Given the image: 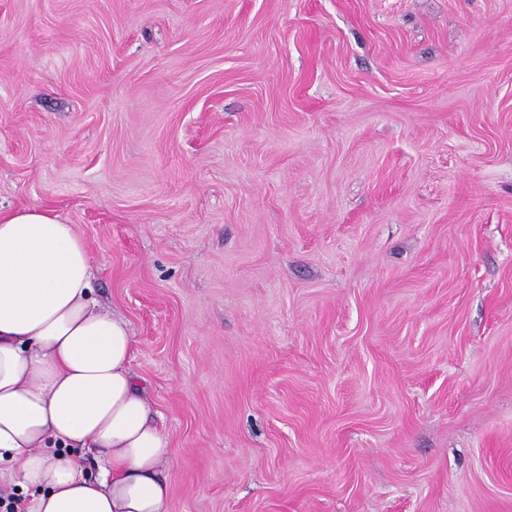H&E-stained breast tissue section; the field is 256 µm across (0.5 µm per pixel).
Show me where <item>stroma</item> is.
Instances as JSON below:
<instances>
[{
	"label": "stroma",
	"instance_id": "obj_1",
	"mask_svg": "<svg viewBox=\"0 0 512 512\" xmlns=\"http://www.w3.org/2000/svg\"><path fill=\"white\" fill-rule=\"evenodd\" d=\"M0 207L86 240L169 512H512V0H0Z\"/></svg>",
	"mask_w": 512,
	"mask_h": 512
}]
</instances>
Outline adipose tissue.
Returning <instances> with one entry per match:
<instances>
[{
	"label": "adipose tissue",
	"instance_id": "ef3b65f1",
	"mask_svg": "<svg viewBox=\"0 0 512 512\" xmlns=\"http://www.w3.org/2000/svg\"><path fill=\"white\" fill-rule=\"evenodd\" d=\"M96 274L59 214L0 209V488L19 487L25 512H168L169 441L131 370L126 320L93 296Z\"/></svg>",
	"mask_w": 512,
	"mask_h": 512
}]
</instances>
